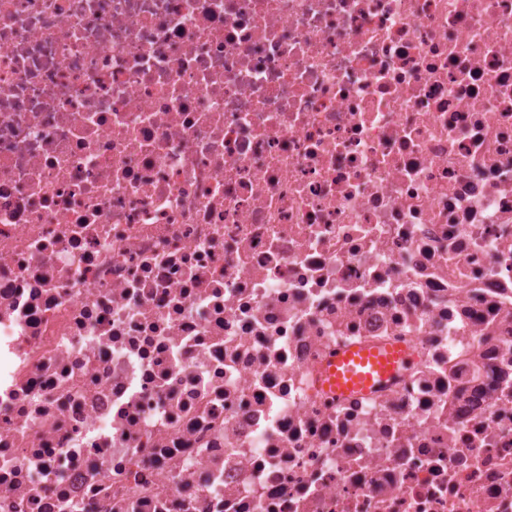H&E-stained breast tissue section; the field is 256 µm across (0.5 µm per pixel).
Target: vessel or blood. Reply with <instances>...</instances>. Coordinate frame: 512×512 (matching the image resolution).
<instances>
[{
	"instance_id": "1",
	"label": "vessel or blood",
	"mask_w": 512,
	"mask_h": 512,
	"mask_svg": "<svg viewBox=\"0 0 512 512\" xmlns=\"http://www.w3.org/2000/svg\"><path fill=\"white\" fill-rule=\"evenodd\" d=\"M412 358L404 346L355 344L326 361L319 386L339 396L367 394L390 382Z\"/></svg>"
}]
</instances>
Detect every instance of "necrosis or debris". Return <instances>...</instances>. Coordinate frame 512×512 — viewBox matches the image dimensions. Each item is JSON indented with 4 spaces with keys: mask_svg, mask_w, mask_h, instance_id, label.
Masks as SVG:
<instances>
[{
    "mask_svg": "<svg viewBox=\"0 0 512 512\" xmlns=\"http://www.w3.org/2000/svg\"><path fill=\"white\" fill-rule=\"evenodd\" d=\"M0 512H512V0H0ZM412 359V351L404 346L355 344L326 361L319 387L338 396L368 394L389 383Z\"/></svg>",
    "mask_w": 512,
    "mask_h": 512,
    "instance_id": "4bbe7bcc",
    "label": "necrosis or debris"
}]
</instances>
